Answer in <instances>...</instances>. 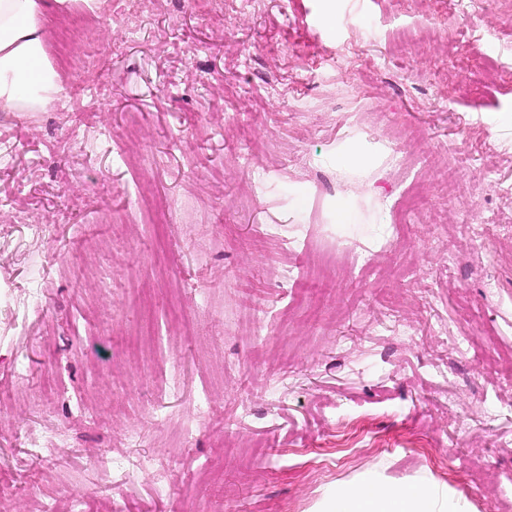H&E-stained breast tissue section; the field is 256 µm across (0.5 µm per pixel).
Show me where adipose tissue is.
<instances>
[{"instance_id":"ef3b65f1","label":"adipose tissue","mask_w":512,"mask_h":512,"mask_svg":"<svg viewBox=\"0 0 512 512\" xmlns=\"http://www.w3.org/2000/svg\"><path fill=\"white\" fill-rule=\"evenodd\" d=\"M104 0H0V113L46 112L64 79L46 54L47 16L81 8L96 15ZM317 512H468L427 482L387 483L365 475L336 488Z\"/></svg>"}]
</instances>
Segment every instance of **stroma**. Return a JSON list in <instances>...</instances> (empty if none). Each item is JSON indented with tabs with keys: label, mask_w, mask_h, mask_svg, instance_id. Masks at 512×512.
<instances>
[{
	"label": "stroma",
	"mask_w": 512,
	"mask_h": 512,
	"mask_svg": "<svg viewBox=\"0 0 512 512\" xmlns=\"http://www.w3.org/2000/svg\"><path fill=\"white\" fill-rule=\"evenodd\" d=\"M459 4L53 16L88 108L0 115V512H512V0ZM379 159V153L357 137L348 138L336 152V164L352 173H361L372 168ZM317 512H468L464 502L441 495L427 482L386 483L365 475L336 488Z\"/></svg>",
	"instance_id": "35a3bbf8"
}]
</instances>
